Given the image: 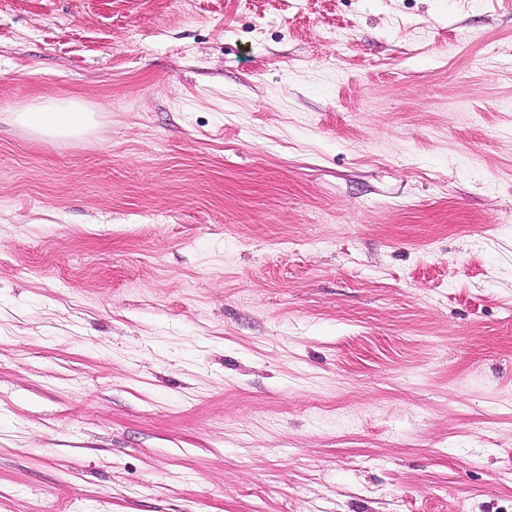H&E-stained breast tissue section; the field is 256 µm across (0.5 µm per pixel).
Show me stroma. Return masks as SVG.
I'll use <instances>...</instances> for the list:
<instances>
[{
	"mask_svg": "<svg viewBox=\"0 0 512 512\" xmlns=\"http://www.w3.org/2000/svg\"><path fill=\"white\" fill-rule=\"evenodd\" d=\"M0 512H512V0H0ZM15 121L47 136H74L87 129L91 114L78 100L38 103L19 111Z\"/></svg>",
	"mask_w": 512,
	"mask_h": 512,
	"instance_id": "stroma-1",
	"label": "stroma"
}]
</instances>
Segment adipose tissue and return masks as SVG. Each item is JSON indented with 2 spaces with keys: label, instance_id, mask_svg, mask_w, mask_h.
I'll return each instance as SVG.
<instances>
[{
  "label": "adipose tissue",
  "instance_id": "obj_1",
  "mask_svg": "<svg viewBox=\"0 0 512 512\" xmlns=\"http://www.w3.org/2000/svg\"><path fill=\"white\" fill-rule=\"evenodd\" d=\"M15 120L47 136H74L87 129L91 115L74 99L38 103L19 111Z\"/></svg>",
  "mask_w": 512,
  "mask_h": 512
}]
</instances>
